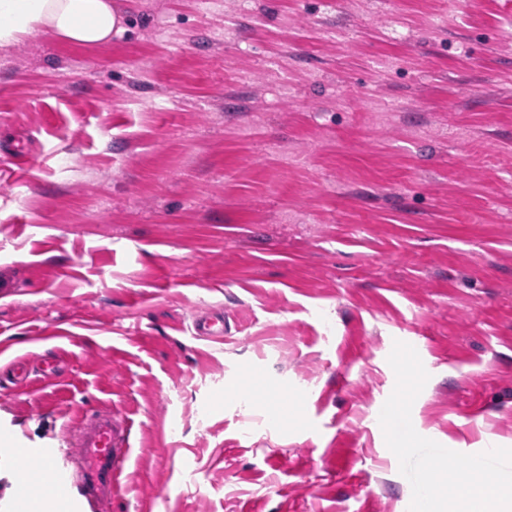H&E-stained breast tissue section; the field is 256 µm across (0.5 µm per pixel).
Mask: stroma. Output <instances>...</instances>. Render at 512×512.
Returning <instances> with one entry per match:
<instances>
[{"mask_svg": "<svg viewBox=\"0 0 512 512\" xmlns=\"http://www.w3.org/2000/svg\"><path fill=\"white\" fill-rule=\"evenodd\" d=\"M118 2L107 46L0 47V346L59 364L0 387V512L11 449L67 469L95 410L134 411L133 479H35L60 512H408L400 339L420 435L512 448V0ZM188 332L206 342L223 343L224 311L213 307L198 310L192 316Z\"/></svg>", "mask_w": 512, "mask_h": 512, "instance_id": "stroma-1", "label": "stroma"}]
</instances>
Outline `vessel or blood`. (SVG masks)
I'll return each instance as SVG.
<instances>
[{"label":"vessel or blood","instance_id":"obj_1","mask_svg":"<svg viewBox=\"0 0 512 512\" xmlns=\"http://www.w3.org/2000/svg\"><path fill=\"white\" fill-rule=\"evenodd\" d=\"M188 331L206 342H223V310H198ZM133 428L134 422L128 416L119 418L106 411L85 414L77 431L73 467L54 473L55 483L70 488L92 504L113 498L129 477Z\"/></svg>","mask_w":512,"mask_h":512}]
</instances>
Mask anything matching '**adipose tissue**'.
I'll list each match as a JSON object with an SVG mask.
<instances>
[{
  "instance_id": "obj_1",
  "label": "adipose tissue",
  "mask_w": 512,
  "mask_h": 512,
  "mask_svg": "<svg viewBox=\"0 0 512 512\" xmlns=\"http://www.w3.org/2000/svg\"><path fill=\"white\" fill-rule=\"evenodd\" d=\"M123 22L114 0H0V46L48 31L73 44L104 47Z\"/></svg>"
}]
</instances>
